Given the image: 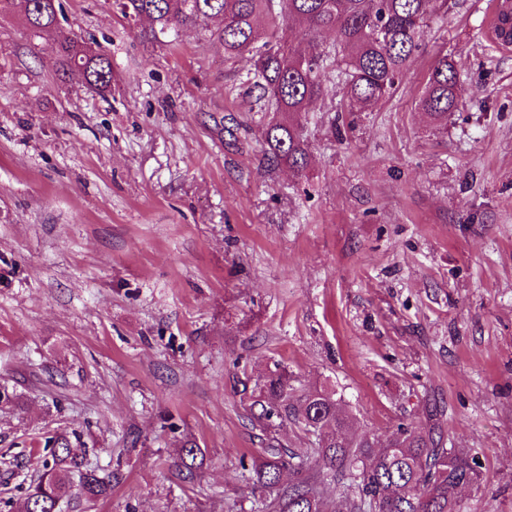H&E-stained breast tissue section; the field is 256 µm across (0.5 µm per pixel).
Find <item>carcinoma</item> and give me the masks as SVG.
<instances>
[{"instance_id": "1", "label": "carcinoma", "mask_w": 512, "mask_h": 512, "mask_svg": "<svg viewBox=\"0 0 512 512\" xmlns=\"http://www.w3.org/2000/svg\"><path fill=\"white\" fill-rule=\"evenodd\" d=\"M130 20L148 19L153 36L174 28H201L224 45L231 59L250 55L251 68L241 81L253 99L254 112H276L281 120L267 124L264 157L267 167L302 171L309 159L304 125L299 117L311 102L326 95L328 67L337 71L347 111L365 108L393 95L421 50L426 20L447 0H116ZM58 0H24L27 24L35 36L53 37L55 71L78 75L100 95L112 92V63L101 52L64 31ZM301 26L302 42L293 45L278 33L276 20ZM512 0H502L494 32L508 38ZM324 32L334 35L325 48ZM464 102V82L448 55L436 57L418 99V108L436 122ZM264 400L259 420H292L312 437L310 447L266 455L241 463L249 472L254 508L251 512H323V477H331L344 497L346 512H458V490L478 481L476 460L462 449H446L433 431L399 425L388 443L374 437L348 438L352 416L332 389L295 394L283 371L269 373L261 385ZM46 476L23 503L24 512H60L72 490L78 467L71 442L64 435L46 441ZM199 448L189 441L177 449L176 476L187 482L199 469ZM297 479L284 483L282 471ZM80 495L89 501L112 494V477L94 468L79 471Z\"/></svg>"}]
</instances>
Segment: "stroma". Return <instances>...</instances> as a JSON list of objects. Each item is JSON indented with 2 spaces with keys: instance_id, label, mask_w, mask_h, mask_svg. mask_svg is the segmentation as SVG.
I'll return each instance as SVG.
<instances>
[{
  "instance_id": "35a3bbf8",
  "label": "stroma",
  "mask_w": 512,
  "mask_h": 512,
  "mask_svg": "<svg viewBox=\"0 0 512 512\" xmlns=\"http://www.w3.org/2000/svg\"><path fill=\"white\" fill-rule=\"evenodd\" d=\"M112 61V93L59 81L22 9L0 15V500L37 482L46 440L78 434L112 495L61 512H250L239 461L303 448L263 430L253 390L284 367L335 389L351 433L431 428L480 481L459 512H512V50L498 0H448L394 95L332 131L306 114L300 173L262 165L248 56L194 29L153 40L115 0H61ZM467 87L439 126L416 98L439 53ZM244 121L237 143L219 122ZM203 455L172 467L179 437ZM200 453L199 448L190 440L184 441L181 447L177 449L174 467L179 479L184 482L194 479L199 469L197 458Z\"/></svg>"
}]
</instances>
